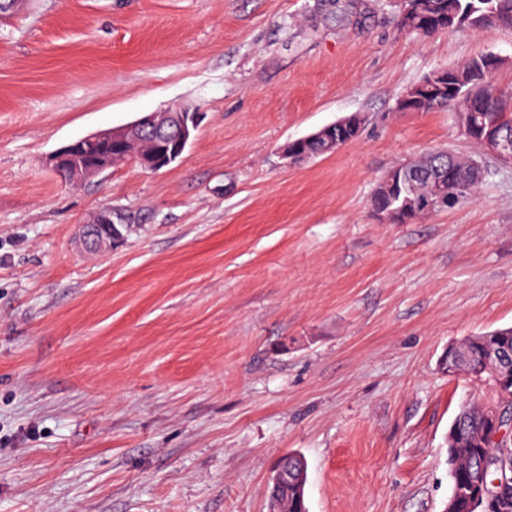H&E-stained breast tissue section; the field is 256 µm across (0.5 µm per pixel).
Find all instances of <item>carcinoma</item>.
<instances>
[{
	"label": "carcinoma",
	"mask_w": 512,
	"mask_h": 512,
	"mask_svg": "<svg viewBox=\"0 0 512 512\" xmlns=\"http://www.w3.org/2000/svg\"><path fill=\"white\" fill-rule=\"evenodd\" d=\"M409 6L414 15H399L400 26L417 35L448 29L450 16L454 18L455 29L512 28V0H410ZM487 58L485 54L447 68L455 82L451 90L433 89L436 73L425 76L413 85L418 95L413 111L433 112L451 106L458 118L464 112L473 113L477 126L484 131L512 134V95L493 83V73L485 71ZM419 165L429 170L430 176L429 180L417 183V192L429 194L432 181L441 179L454 205L475 199L485 174L481 157H461L449 151L427 153L420 157ZM489 335L512 346V327L467 336L463 349L468 361L459 369L491 386L494 379L480 369L484 341ZM483 431L484 415L479 403L464 405L450 425L451 491L445 503L448 512H512V435L507 433L481 448L474 438ZM488 460L493 471L488 473L492 486L486 494L473 485L472 479L477 468ZM270 502L274 512H307L305 492L298 491L291 482L278 488Z\"/></svg>",
	"instance_id": "obj_1"
}]
</instances>
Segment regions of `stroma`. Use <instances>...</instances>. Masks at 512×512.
Wrapping results in <instances>:
<instances>
[{"instance_id": "35a3bbf8", "label": "stroma", "mask_w": 512, "mask_h": 512, "mask_svg": "<svg viewBox=\"0 0 512 512\" xmlns=\"http://www.w3.org/2000/svg\"><path fill=\"white\" fill-rule=\"evenodd\" d=\"M512 29L400 27L395 0H18L0 14V512H269L286 453L309 512H443L448 430L486 384L449 344L512 325V164L474 201L385 224L377 182L471 145L401 112ZM183 157L79 185L48 154L167 108ZM353 113L336 153L289 141ZM128 218L99 255L100 211ZM119 213L112 210L99 212L91 224H88L83 230L82 238L85 249L95 251L120 242L123 238L122 231L117 227L120 224ZM115 218V219H114Z\"/></svg>"}]
</instances>
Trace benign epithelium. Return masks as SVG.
Masks as SVG:
<instances>
[{
  "label": "benign epithelium",
  "mask_w": 512,
  "mask_h": 512,
  "mask_svg": "<svg viewBox=\"0 0 512 512\" xmlns=\"http://www.w3.org/2000/svg\"><path fill=\"white\" fill-rule=\"evenodd\" d=\"M197 122V113L186 109L152 112L130 124L88 134L52 153L47 164L54 173L69 183L91 180L107 169L126 163H135L146 170L157 171L181 158L197 128ZM360 124V114L353 113L308 136L291 141L284 154L289 161L295 162L311 157L310 147L315 144L335 150L341 146L336 134L352 131ZM138 137L154 140L159 144V149L141 155L124 151L129 142ZM485 152L502 162H511L512 137L507 133L488 134L485 139ZM422 178V173L409 163L387 174V201L381 203L378 214L393 224L408 221L422 205L420 199H412L408 197V193ZM117 224L118 213L110 210L99 212L83 230L85 249L95 251L110 248L120 242L123 234ZM508 360V352L499 348L489 349L484 359L485 371L497 378V400L491 402L485 410L486 419L494 429L498 426L504 407L512 406V388L498 378Z\"/></svg>",
  "instance_id": "obj_1"
}]
</instances>
